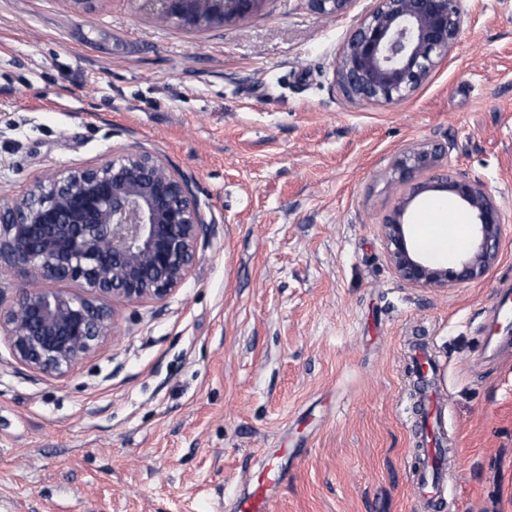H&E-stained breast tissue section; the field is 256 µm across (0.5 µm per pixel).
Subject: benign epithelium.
I'll return each instance as SVG.
<instances>
[{
	"instance_id": "benign-epithelium-1",
	"label": "benign epithelium",
	"mask_w": 512,
	"mask_h": 512,
	"mask_svg": "<svg viewBox=\"0 0 512 512\" xmlns=\"http://www.w3.org/2000/svg\"><path fill=\"white\" fill-rule=\"evenodd\" d=\"M146 11L197 32L253 15L262 0H140ZM319 15L351 0H305ZM461 0H376L339 53L335 76L355 102L390 105L430 77L463 31ZM448 145L424 143L393 163L408 197L386 214L381 233L394 273L409 284L446 288L484 276L498 262L505 214L484 183L452 172L429 186ZM446 191L474 217L469 248L446 267L411 241L408 205ZM190 177L142 147L35 175L0 199V271L19 278L0 300V340L32 372L67 377L115 336L116 303H162L189 276L209 236Z\"/></svg>"
}]
</instances>
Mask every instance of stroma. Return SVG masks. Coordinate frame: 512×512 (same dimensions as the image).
Instances as JSON below:
<instances>
[{
    "instance_id": "stroma-1",
    "label": "stroma",
    "mask_w": 512,
    "mask_h": 512,
    "mask_svg": "<svg viewBox=\"0 0 512 512\" xmlns=\"http://www.w3.org/2000/svg\"><path fill=\"white\" fill-rule=\"evenodd\" d=\"M374 5L264 0L198 33L137 0H0V195L140 146L215 226L184 284L119 305L67 378L0 343V512H218L263 474L269 512H425L415 342L458 512H512V337L488 341L512 291V0H463L456 47L391 106L334 79ZM430 141L505 211L497 264L448 288L398 278L380 228L407 194L392 160Z\"/></svg>"
}]
</instances>
